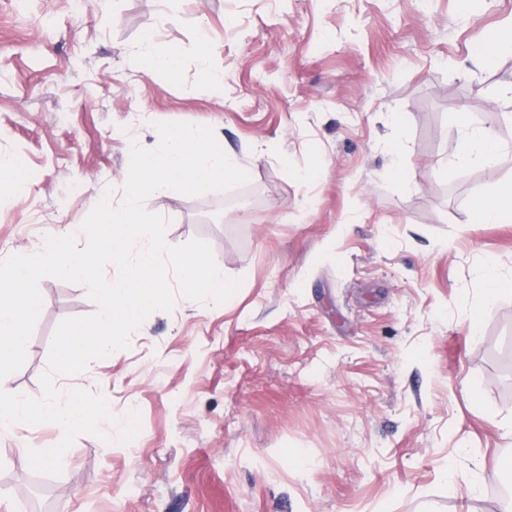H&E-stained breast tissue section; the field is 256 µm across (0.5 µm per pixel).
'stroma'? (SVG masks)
<instances>
[{
	"label": "stroma",
	"instance_id": "stroma-1",
	"mask_svg": "<svg viewBox=\"0 0 512 512\" xmlns=\"http://www.w3.org/2000/svg\"><path fill=\"white\" fill-rule=\"evenodd\" d=\"M511 23L512 0H0V157L23 167L0 259L122 204L130 146L155 148L159 122L212 127L250 176L146 199L169 244L206 241L242 284L56 377L116 418L139 409L141 431L79 436L38 509L27 453L63 430L0 432V512H499L512 293L488 299L487 278H512V223L469 207L512 181V55L474 50ZM203 30L218 89L198 75ZM150 33L179 49L178 78L133 62ZM459 111L493 130L496 162L457 161ZM40 292L6 382L33 397L58 323L97 309L79 284Z\"/></svg>",
	"mask_w": 512,
	"mask_h": 512
}]
</instances>
